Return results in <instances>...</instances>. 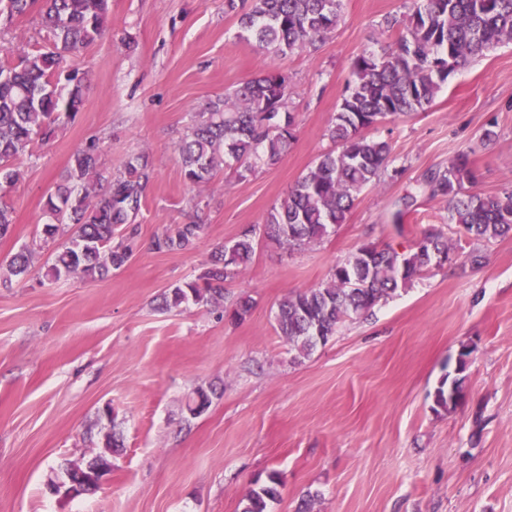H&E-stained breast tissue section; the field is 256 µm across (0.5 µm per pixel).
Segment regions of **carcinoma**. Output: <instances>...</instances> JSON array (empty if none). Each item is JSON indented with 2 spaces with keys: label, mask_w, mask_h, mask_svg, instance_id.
Here are the masks:
<instances>
[{
  "label": "carcinoma",
  "mask_w": 512,
  "mask_h": 512,
  "mask_svg": "<svg viewBox=\"0 0 512 512\" xmlns=\"http://www.w3.org/2000/svg\"><path fill=\"white\" fill-rule=\"evenodd\" d=\"M225 7L238 15L241 32L254 38L271 62L194 115L178 147L184 177L193 184L208 182L229 160L239 165L238 177L245 180L252 173V159L269 164L281 159L293 140V117L287 111L288 78L279 61L316 48L335 30L342 0H225ZM32 11L41 16L46 44L34 52L18 51L15 65L0 64V238L13 224V210L3 197L18 178L17 162L34 138L50 141L83 107L84 76L65 69L66 57L101 39L108 23V0H0V18L8 21ZM385 25L398 30L389 51L354 59V80L327 129L339 150L320 155L288 197L267 212L262 230L269 239L294 248L321 240L345 223L357 195L379 181L391 152L388 141L367 138L361 130L425 109L457 67L511 43L512 0H411L404 18L387 17ZM152 178L142 154L131 156L124 173L114 177L100 168L96 141L77 150L46 199L49 222L42 227V241L55 244L47 275L97 280L125 266ZM474 180L465 154L424 178L431 196L448 199V223L465 235L492 241L512 233V191L472 193L467 185ZM204 231L202 224H175L156 236L152 246L160 252L186 250ZM255 235L253 227L222 246L194 281L163 295L162 307L192 301L222 306L231 318L243 319L251 310L250 300L239 298L225 306L224 281L250 262ZM34 254L28 248L14 254L0 275V286L25 280ZM459 260L457 249L433 228L400 252L363 244L333 266L326 283L285 296L275 315L277 330L299 360L328 342L346 320L372 315L396 290ZM466 370L460 359L454 373L441 378L434 410L448 412L465 400ZM122 450V440L108 431L81 468L108 466ZM281 487L278 474H268L242 500L241 512H272L282 499Z\"/></svg>",
  "instance_id": "1"
}]
</instances>
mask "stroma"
Wrapping results in <instances>:
<instances>
[{"mask_svg":"<svg viewBox=\"0 0 512 512\" xmlns=\"http://www.w3.org/2000/svg\"><path fill=\"white\" fill-rule=\"evenodd\" d=\"M109 4L104 36L70 61L87 77L79 116L29 146L6 196L14 224L0 268L22 247L37 255L26 281L0 287V512H241L272 471L283 483L274 512H294L306 491L314 512H512V237L464 236L448 223L447 199L422 189L461 152L476 171L473 192L512 189V43L451 73L425 110L368 129L390 142L389 161L328 237L295 249L257 237L252 261L224 284L229 300L252 303L238 322L156 304L262 224L332 150L327 129L352 62L391 43L383 21L403 15L406 0H343L317 49L280 62L295 118L288 151L246 180L227 166L200 185L185 180L177 143L194 113L261 72L264 51L241 37L224 0ZM46 37L33 13L0 23V64L16 63L11 47L32 52ZM93 138L109 172L142 152L156 173L134 255L101 280L51 282L46 193ZM408 194L413 210L394 224ZM189 223L206 230L188 250L152 249L168 225ZM431 227L480 252L481 264L415 279L294 361L275 329L285 295L325 283L362 243L400 251ZM464 343L474 348L466 400L434 412V389ZM208 386L210 405L190 415L188 401ZM107 406L114 422L101 417ZM112 428L125 450L104 484L75 498L51 493L60 463L87 459Z\"/></svg>","mask_w":512,"mask_h":512,"instance_id":"obj_1","label":"stroma"}]
</instances>
